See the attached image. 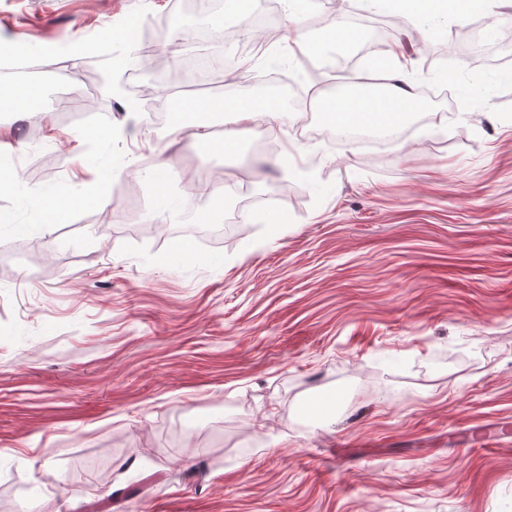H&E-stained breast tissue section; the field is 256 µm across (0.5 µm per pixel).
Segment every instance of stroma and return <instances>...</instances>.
I'll return each mask as SVG.
<instances>
[{
    "instance_id": "obj_1",
    "label": "stroma",
    "mask_w": 512,
    "mask_h": 512,
    "mask_svg": "<svg viewBox=\"0 0 512 512\" xmlns=\"http://www.w3.org/2000/svg\"><path fill=\"white\" fill-rule=\"evenodd\" d=\"M348 22L407 37L423 119L378 148L343 142L317 99L283 121L287 167L252 183L251 142L226 154L224 115L183 143L143 128L144 100L95 93L110 32L166 22L173 0H0V139L29 187L74 197L55 217L0 196V498L10 512H512V46L455 67L453 34L348 6ZM259 64L184 100L308 89L302 63ZM499 75L490 102L463 93ZM32 113L12 107L32 79ZM100 97L101 124L65 118ZM39 136H30V129ZM168 157L169 190L218 206L212 185L250 183L224 208L241 235L208 246L176 225L137 239L128 205L156 207L144 163ZM179 243L195 256L176 255ZM338 403L314 413L310 401ZM495 427L507 447L469 449Z\"/></svg>"
}]
</instances>
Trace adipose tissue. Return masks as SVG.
Returning <instances> with one entry per match:
<instances>
[{
    "label": "adipose tissue",
    "mask_w": 512,
    "mask_h": 512,
    "mask_svg": "<svg viewBox=\"0 0 512 512\" xmlns=\"http://www.w3.org/2000/svg\"><path fill=\"white\" fill-rule=\"evenodd\" d=\"M374 10L390 16H400L419 25L429 33H445L449 24L464 21L475 15H490L505 0H366ZM364 38L362 32L350 28L345 21L331 24L316 40L309 39L298 28H289L279 47L281 55L291 59L302 56L319 57L329 52L346 53ZM388 83L384 93L352 95L336 93L322 97L323 111L333 118L338 130L361 126L387 128L400 123L406 116L421 108L409 80V62L401 44L391 45L380 58L373 60ZM224 141L221 150L233 151L241 138L250 131L253 122H260L262 132L277 137L283 113L278 106L260 99L226 102L223 108Z\"/></svg>",
    "instance_id": "obj_1"
}]
</instances>
